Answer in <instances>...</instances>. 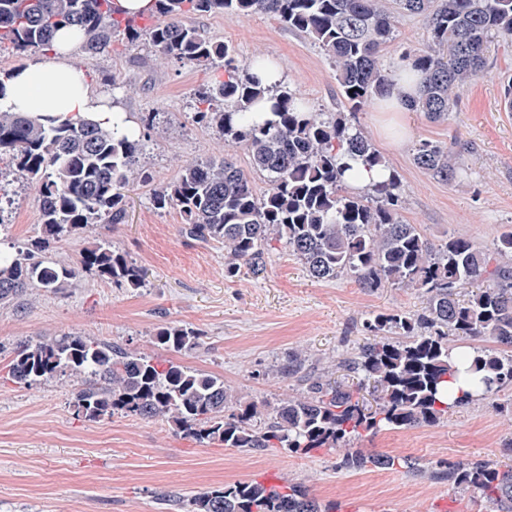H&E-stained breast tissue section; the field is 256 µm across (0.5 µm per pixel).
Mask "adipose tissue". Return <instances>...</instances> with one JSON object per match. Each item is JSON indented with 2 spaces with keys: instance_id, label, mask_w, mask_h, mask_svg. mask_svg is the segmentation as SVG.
Returning <instances> with one entry per match:
<instances>
[{
  "instance_id": "adipose-tissue-1",
  "label": "adipose tissue",
  "mask_w": 512,
  "mask_h": 512,
  "mask_svg": "<svg viewBox=\"0 0 512 512\" xmlns=\"http://www.w3.org/2000/svg\"><path fill=\"white\" fill-rule=\"evenodd\" d=\"M76 47V41L64 32L53 44L52 61L36 60L25 67L0 72V108L48 112L73 119L91 114L102 124L124 127L127 112L70 64Z\"/></svg>"
}]
</instances>
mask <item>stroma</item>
<instances>
[{
    "mask_svg": "<svg viewBox=\"0 0 512 512\" xmlns=\"http://www.w3.org/2000/svg\"><path fill=\"white\" fill-rule=\"evenodd\" d=\"M196 23L231 43L240 57L277 61L285 86L314 110H339L330 63L304 36L262 14L235 19L216 13ZM71 62L132 115H161L142 156L150 182L129 191L125 223L93 230L108 234L129 260L145 267L148 283L133 291L87 276L62 293L32 291L22 308H0V365L22 340L70 332L162 359L166 353L153 344L154 330L186 324L203 332L204 345L180 354L182 363L222 376L244 400L272 402L297 392L293 381L274 372L292 352H302L316 369L335 371L337 353L366 341L363 322L371 314L422 308L420 295L404 288L370 291L348 277L313 279L281 244L270 250L260 277L244 272L226 278L223 245L186 238L180 216L156 211L151 203L153 189L173 181L184 164L224 150L222 135L195 122L191 109L212 72L167 61L145 39L129 46L120 32L109 53L78 51ZM511 79L512 46L492 44L485 77L460 92L446 123L403 113L408 137L402 144L387 130L391 115L378 105L359 114L361 127L402 180L406 222L418 225L431 242L454 233L488 246L512 228V111L503 109V89ZM421 138L470 145L455 182L433 179L414 165L413 144ZM6 190L13 204L0 215V242L36 237L33 189L13 183ZM73 387L72 381L55 380L27 388L0 378V512H185L181 501L198 492L270 473L277 481L306 486L319 502L353 503L359 512L480 509L469 495L425 476L338 471L332 450L310 458L279 449L250 455L218 443L194 445L162 420L115 415L84 422L69 405ZM511 439L512 420L479 401L438 425L382 431L355 445L409 456L427 468L442 459L510 461Z\"/></svg>",
    "mask_w": 512,
    "mask_h": 512,
    "instance_id": "1",
    "label": "stroma"
}]
</instances>
